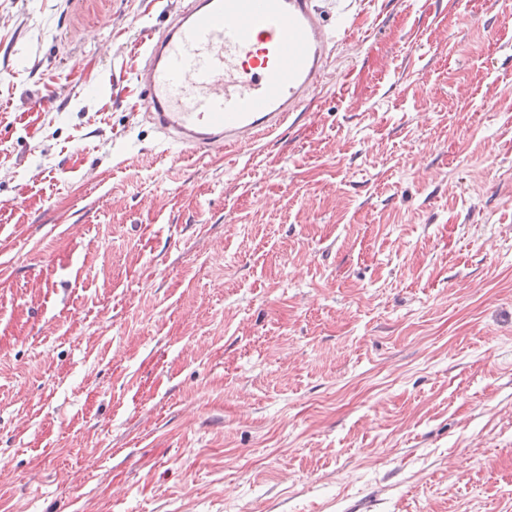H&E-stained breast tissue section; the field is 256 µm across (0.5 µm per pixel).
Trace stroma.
Wrapping results in <instances>:
<instances>
[{
  "mask_svg": "<svg viewBox=\"0 0 512 512\" xmlns=\"http://www.w3.org/2000/svg\"><path fill=\"white\" fill-rule=\"evenodd\" d=\"M183 2L0 0V512H512V18L357 0L196 161L132 82Z\"/></svg>",
  "mask_w": 512,
  "mask_h": 512,
  "instance_id": "stroma-1",
  "label": "stroma"
}]
</instances>
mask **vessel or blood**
I'll list each match as a JSON object with an SVG mask.
<instances>
[{
    "label": "vessel or blood",
    "instance_id": "b4317fda",
    "mask_svg": "<svg viewBox=\"0 0 512 512\" xmlns=\"http://www.w3.org/2000/svg\"><path fill=\"white\" fill-rule=\"evenodd\" d=\"M315 0H187L134 75L146 115L183 158L271 134L323 78L330 47Z\"/></svg>",
    "mask_w": 512,
    "mask_h": 512
}]
</instances>
